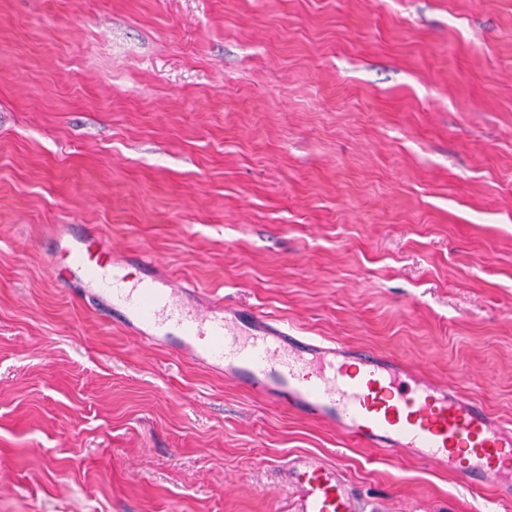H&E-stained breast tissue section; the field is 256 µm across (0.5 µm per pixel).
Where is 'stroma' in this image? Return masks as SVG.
Returning a JSON list of instances; mask_svg holds the SVG:
<instances>
[{
    "label": "stroma",
    "mask_w": 512,
    "mask_h": 512,
    "mask_svg": "<svg viewBox=\"0 0 512 512\" xmlns=\"http://www.w3.org/2000/svg\"><path fill=\"white\" fill-rule=\"evenodd\" d=\"M459 384L512 423V0H0V512H512L142 344L54 234ZM281 481L297 493V512H359L340 465H323L308 455L278 462Z\"/></svg>",
    "instance_id": "35a3bbf8"
}]
</instances>
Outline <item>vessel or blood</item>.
<instances>
[{
  "label": "vessel or blood",
  "mask_w": 512,
  "mask_h": 512,
  "mask_svg": "<svg viewBox=\"0 0 512 512\" xmlns=\"http://www.w3.org/2000/svg\"><path fill=\"white\" fill-rule=\"evenodd\" d=\"M58 244L82 293L142 342L175 349L356 443L439 467L468 488L512 493V428L456 384L436 383L372 350L300 335L278 316L173 287L151 254L118 255L94 229L66 233ZM277 470L297 493V512H359L341 467L301 455L279 461Z\"/></svg>",
  "instance_id": "vessel-or-blood-1"
}]
</instances>
